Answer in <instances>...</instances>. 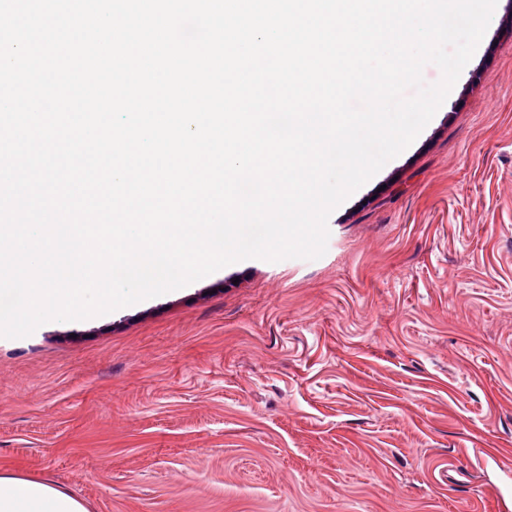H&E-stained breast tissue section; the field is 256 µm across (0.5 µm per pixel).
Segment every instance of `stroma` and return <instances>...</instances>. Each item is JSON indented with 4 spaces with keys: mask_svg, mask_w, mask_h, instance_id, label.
<instances>
[{
    "mask_svg": "<svg viewBox=\"0 0 512 512\" xmlns=\"http://www.w3.org/2000/svg\"><path fill=\"white\" fill-rule=\"evenodd\" d=\"M319 259L0 337V473L87 512H500L512 496V0Z\"/></svg>",
    "mask_w": 512,
    "mask_h": 512,
    "instance_id": "1",
    "label": "stroma"
}]
</instances>
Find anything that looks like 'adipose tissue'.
<instances>
[{"label":"adipose tissue","mask_w":512,"mask_h":512,"mask_svg":"<svg viewBox=\"0 0 512 512\" xmlns=\"http://www.w3.org/2000/svg\"><path fill=\"white\" fill-rule=\"evenodd\" d=\"M0 512H87L80 500L48 481L0 474Z\"/></svg>","instance_id":"ef3b65f1"}]
</instances>
